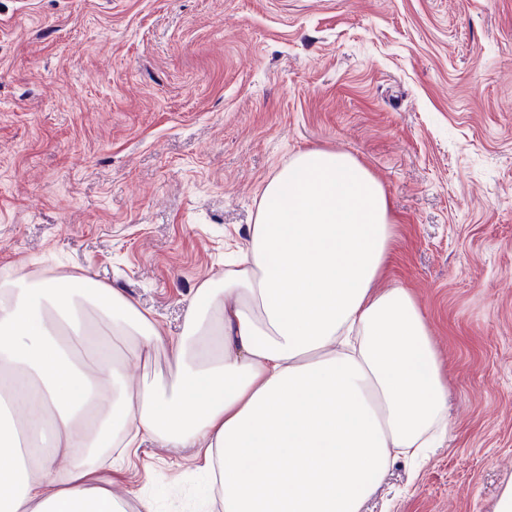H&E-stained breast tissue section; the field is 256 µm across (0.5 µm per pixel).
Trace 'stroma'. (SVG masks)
<instances>
[{
  "mask_svg": "<svg viewBox=\"0 0 512 512\" xmlns=\"http://www.w3.org/2000/svg\"><path fill=\"white\" fill-rule=\"evenodd\" d=\"M351 154L395 226L382 287L421 307L448 439L364 512H495L512 484V0H0V283L88 276L181 335L266 182ZM126 354L131 385L164 351ZM127 512H221L145 439L103 466Z\"/></svg>",
  "mask_w": 512,
  "mask_h": 512,
  "instance_id": "obj_1",
  "label": "stroma"
}]
</instances>
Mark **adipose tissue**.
<instances>
[{"mask_svg":"<svg viewBox=\"0 0 512 512\" xmlns=\"http://www.w3.org/2000/svg\"><path fill=\"white\" fill-rule=\"evenodd\" d=\"M249 234L243 267L199 288L180 336L86 276L0 289V400L16 416L0 421V512H124L88 459L140 437L195 449L223 512H362L394 462L446 440L423 312L377 286L394 226L375 175L344 152H299ZM113 335L143 359L165 350L173 375L128 387Z\"/></svg>","mask_w":512,"mask_h":512,"instance_id":"obj_1","label":"adipose tissue"}]
</instances>
